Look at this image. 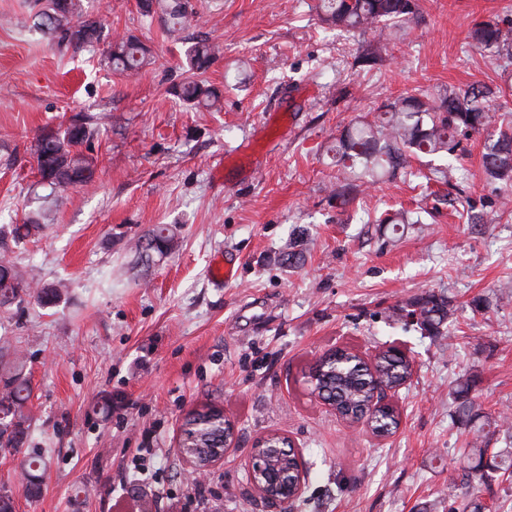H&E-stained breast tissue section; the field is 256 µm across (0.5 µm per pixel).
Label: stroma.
<instances>
[{"label": "stroma", "instance_id": "obj_1", "mask_svg": "<svg viewBox=\"0 0 512 512\" xmlns=\"http://www.w3.org/2000/svg\"><path fill=\"white\" fill-rule=\"evenodd\" d=\"M311 0H197L188 32L219 48L203 78L222 97L194 108L167 90L185 43L143 16L138 0H83L110 33L151 46L128 76L100 66L101 46H55L30 27L33 0H0V226L22 223L38 180L30 147L44 128L93 118L96 173L59 192L40 235L9 250L27 276L62 282L58 306L0 314V336L27 358L30 447L43 453V494L27 501L19 456L0 452L15 512H279L248 483V451L280 434L302 453L293 512H448L477 498L512 512V483L463 485L467 442L503 445L512 415V186L481 174L484 138H464L450 183L399 176L336 204L339 130L388 98L499 84L500 58L471 46L480 19L512 0H419L401 42L322 26ZM382 47L371 68L354 66ZM399 210L420 224L379 223ZM172 225L164 257L133 242ZM234 267L220 285L216 255ZM430 293L454 314L440 335L396 311ZM403 346L412 378L390 400L397 431L378 439L312 395L314 358L339 346ZM470 379L478 417H459ZM212 404L236 446L197 480L177 454L192 409Z\"/></svg>", "mask_w": 512, "mask_h": 512}]
</instances>
